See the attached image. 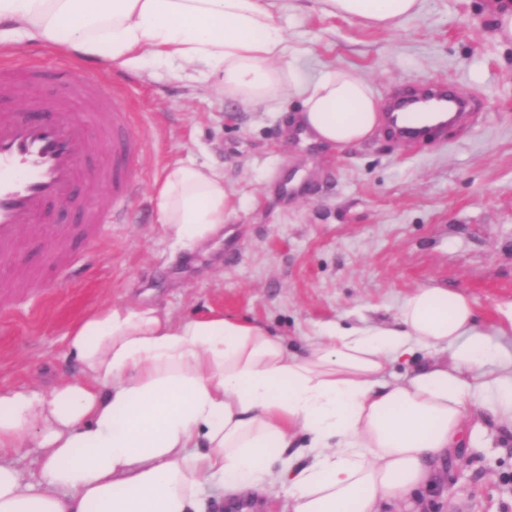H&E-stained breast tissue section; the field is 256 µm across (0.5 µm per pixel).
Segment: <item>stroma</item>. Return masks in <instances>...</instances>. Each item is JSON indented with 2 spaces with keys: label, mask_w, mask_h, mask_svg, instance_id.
<instances>
[{
  "label": "stroma",
  "mask_w": 512,
  "mask_h": 512,
  "mask_svg": "<svg viewBox=\"0 0 512 512\" xmlns=\"http://www.w3.org/2000/svg\"><path fill=\"white\" fill-rule=\"evenodd\" d=\"M277 22L301 76L352 68L379 97L445 82L476 98L477 124L408 151L378 132L312 151L293 135V98L244 108L201 64L134 70L43 51L50 76L35 93L53 95L51 73L68 63L124 94L143 140L139 190L100 246L74 243L66 272L50 267L43 241L23 244L19 262L40 275L0 317V387L47 389L76 373L64 337L109 303L178 317L220 311L298 353L328 325L394 321L402 298L428 285L466 296L478 330L512 352V333L498 332L512 309V41L498 39L490 0H422L391 31L325 15L318 0H293ZM177 161L223 169L240 201L223 238L203 248L181 247L158 221L155 186ZM467 433L433 483L385 512H512V431L478 408Z\"/></svg>",
  "instance_id": "35a3bbf8"
}]
</instances>
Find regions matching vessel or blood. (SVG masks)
Instances as JSON below:
<instances>
[{"instance_id":"b4317fda","label":"vessel or blood","mask_w":512,"mask_h":512,"mask_svg":"<svg viewBox=\"0 0 512 512\" xmlns=\"http://www.w3.org/2000/svg\"><path fill=\"white\" fill-rule=\"evenodd\" d=\"M54 95L30 99L23 111L0 112V264L11 263L22 241L43 235L48 207H84L82 225L58 226L59 246L81 234L100 237L105 225L124 215L136 194L135 170L142 142L132 133L124 96L105 83L57 73ZM474 98L448 84H417L390 95L379 114V129L398 146L410 148L441 138L449 127L472 123ZM102 127L112 155L94 175L88 162L102 152L92 127Z\"/></svg>"}]
</instances>
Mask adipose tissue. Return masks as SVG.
I'll list each match as a JSON object with an SVG mask.
<instances>
[{
  "label": "adipose tissue",
  "mask_w": 512,
  "mask_h": 512,
  "mask_svg": "<svg viewBox=\"0 0 512 512\" xmlns=\"http://www.w3.org/2000/svg\"><path fill=\"white\" fill-rule=\"evenodd\" d=\"M286 0H0V43L103 59L124 68L204 63L244 105L301 102L318 142L371 136L381 110L358 71L302 78L285 64L276 16ZM333 17L390 31L420 0H320ZM158 220L187 248L223 236L237 203L212 166L169 165ZM464 295L418 287L394 322L327 326L289 354L264 328L223 313L184 319L108 304L66 335L77 375L50 391L0 388V512H204L272 489L288 512H381L428 486L482 405L512 429V355L476 329ZM448 350L447 363L417 366ZM407 364L396 382L385 373ZM494 371H486L488 363ZM35 438L37 483L20 448Z\"/></svg>",
  "instance_id": "obj_1"
}]
</instances>
